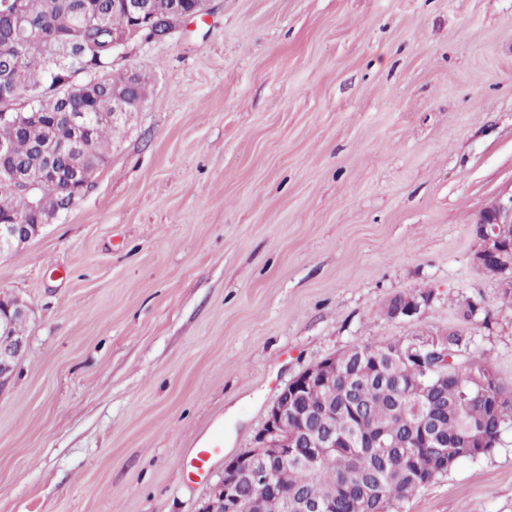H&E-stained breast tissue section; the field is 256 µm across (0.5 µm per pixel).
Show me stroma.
I'll return each instance as SVG.
<instances>
[{
  "instance_id": "1",
  "label": "stroma",
  "mask_w": 512,
  "mask_h": 512,
  "mask_svg": "<svg viewBox=\"0 0 512 512\" xmlns=\"http://www.w3.org/2000/svg\"><path fill=\"white\" fill-rule=\"evenodd\" d=\"M114 68L149 74L140 111L0 256L31 306L0 512H200L288 383L354 344L465 326L512 383V304L473 262L476 214L512 205V0H207ZM413 289L421 317L388 318ZM402 512H512V425ZM224 437L221 430L216 431L212 437L192 448L183 458L182 466L195 476H202L207 472L212 459L224 454Z\"/></svg>"
}]
</instances>
